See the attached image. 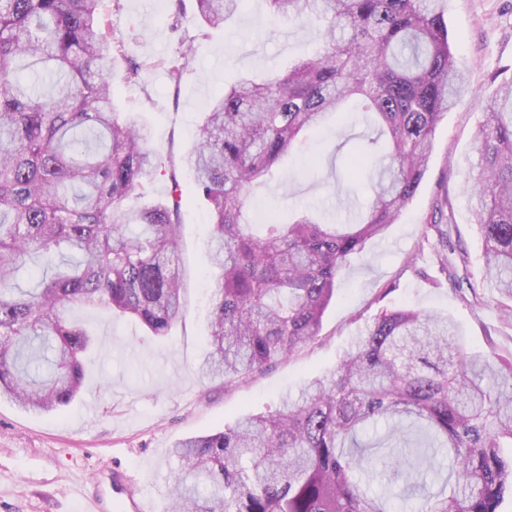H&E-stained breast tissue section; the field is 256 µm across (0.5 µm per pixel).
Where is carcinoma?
I'll return each instance as SVG.
<instances>
[{
    "label": "carcinoma",
    "mask_w": 512,
    "mask_h": 512,
    "mask_svg": "<svg viewBox=\"0 0 512 512\" xmlns=\"http://www.w3.org/2000/svg\"><path fill=\"white\" fill-rule=\"evenodd\" d=\"M102 0H0V397L50 413L83 385L92 335L67 318L107 306L165 336L184 308L176 178L148 197L156 167L150 131L115 112L108 77L121 45ZM221 28L240 0H195ZM273 14L321 23L322 51L266 79L242 76L209 103L196 145L181 160L211 211L208 260L217 271L203 376L232 384L266 371L319 335L351 255L387 233L427 170L445 112L471 92L451 50L441 0H266ZM359 100L385 150L373 196L349 228L299 212L259 226L247 211L303 131ZM475 133L482 158L470 189L484 242L483 281L512 314V78L484 100ZM132 195L146 198L135 211ZM450 200L432 216L442 264ZM61 264L38 287L16 284L32 255ZM53 372L40 376L45 351ZM410 420L419 448L448 456V475L419 512H498L512 494V361L469 352L448 316L382 313L343 359L295 400L245 414L224 430L176 443L180 470L168 512H391L363 486L362 430ZM419 463L396 456L388 483L410 484Z\"/></svg>",
    "instance_id": "carcinoma-1"
}]
</instances>
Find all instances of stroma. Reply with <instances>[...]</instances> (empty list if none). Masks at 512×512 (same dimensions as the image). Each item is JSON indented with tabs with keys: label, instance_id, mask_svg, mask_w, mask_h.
Listing matches in <instances>:
<instances>
[{
	"label": "stroma",
	"instance_id": "1",
	"mask_svg": "<svg viewBox=\"0 0 512 512\" xmlns=\"http://www.w3.org/2000/svg\"><path fill=\"white\" fill-rule=\"evenodd\" d=\"M114 39L124 44L117 70L137 65L140 76L118 81L113 103L152 128L159 167L150 194L182 190L180 262L187 303L168 335H152L139 321L103 307H77L94 344L83 356L84 386L53 414L0 399V512H80L79 488L98 469L120 465L158 495L166 512L176 472L170 451L179 440L222 430L245 413L275 408L280 396L326 375L353 336L384 311L409 307L452 317L465 346L512 360V317H502L497 293L481 278L483 242L469 203L480 172L475 132L492 73L512 71V0H446L445 20L457 64L473 95L443 117L417 194L384 237L351 256L327 308L319 336L263 374L227 386L202 377L213 273L206 258L212 226L182 157L197 138L209 101L238 77L263 78L320 51V24L274 20L265 0H241L223 29L202 28L193 0L178 27L170 0H105ZM189 53L190 65L173 80L168 62ZM373 135L371 117L346 112L343 121L313 133L301 159L285 161L269 184L254 188L260 206L280 213L312 208L330 222L353 223L372 195L369 174L348 172L352 150ZM450 197L458 248L465 251L472 285L451 283L431 247L422 243L436 199Z\"/></svg>",
	"mask_w": 512,
	"mask_h": 512
}]
</instances>
